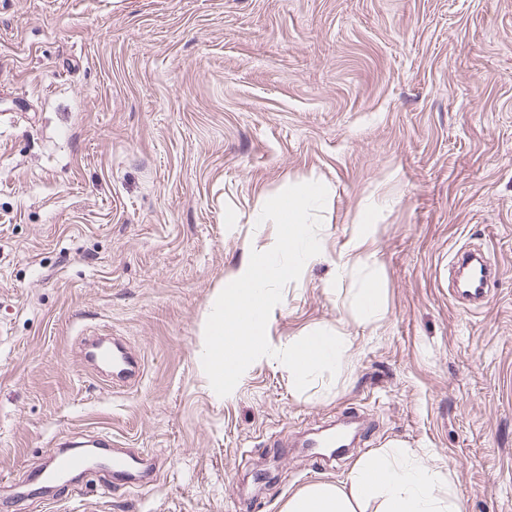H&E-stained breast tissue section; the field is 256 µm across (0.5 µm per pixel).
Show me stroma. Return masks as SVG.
<instances>
[{
    "label": "stroma",
    "mask_w": 512,
    "mask_h": 512,
    "mask_svg": "<svg viewBox=\"0 0 512 512\" xmlns=\"http://www.w3.org/2000/svg\"><path fill=\"white\" fill-rule=\"evenodd\" d=\"M309 176L321 252L267 339L325 329L348 353L302 392L260 358L216 398L195 357L212 298L276 241L260 199ZM361 224L374 260L340 267ZM464 245L500 268L480 308L449 294ZM86 331L141 379L80 361ZM353 414L340 457L273 443ZM102 435L146 480L95 466L12 495ZM394 443L461 512H512V0H0V512H284Z\"/></svg>",
    "instance_id": "obj_1"
}]
</instances>
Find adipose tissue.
Listing matches in <instances>:
<instances>
[{
  "mask_svg": "<svg viewBox=\"0 0 512 512\" xmlns=\"http://www.w3.org/2000/svg\"><path fill=\"white\" fill-rule=\"evenodd\" d=\"M440 476L426 461L405 449L373 453L354 466L348 489L317 483L288 502L286 512H358L361 500L375 498L381 512H458L440 495Z\"/></svg>",
  "mask_w": 512,
  "mask_h": 512,
  "instance_id": "1",
  "label": "adipose tissue"
}]
</instances>
